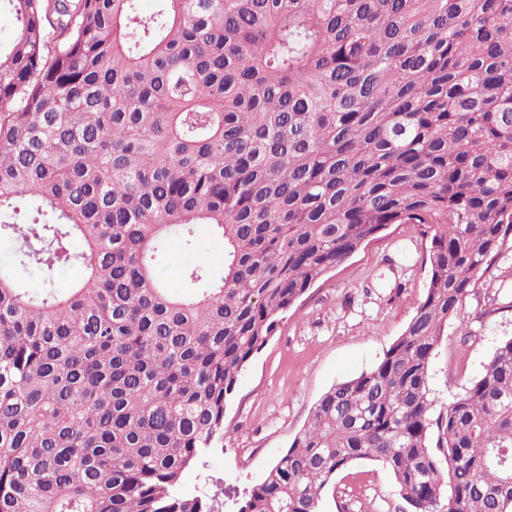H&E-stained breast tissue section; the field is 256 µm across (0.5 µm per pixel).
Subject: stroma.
Returning a JSON list of instances; mask_svg holds the SVG:
<instances>
[{"label": "stroma", "mask_w": 512, "mask_h": 512, "mask_svg": "<svg viewBox=\"0 0 512 512\" xmlns=\"http://www.w3.org/2000/svg\"><path fill=\"white\" fill-rule=\"evenodd\" d=\"M429 285L417 225L394 224L315 284L242 371L224 417V445L184 474L183 492L208 498L213 512H237L247 491L287 451L333 385L374 367L402 334ZM495 313L479 317L484 297ZM512 338V238L448 324L431 362L430 387L445 406L477 378L498 345ZM394 478L379 463L336 473L322 512H405Z\"/></svg>", "instance_id": "1"}]
</instances>
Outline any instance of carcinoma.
Segmentation results:
<instances>
[{"instance_id": "obj_1", "label": "carcinoma", "mask_w": 512, "mask_h": 512, "mask_svg": "<svg viewBox=\"0 0 512 512\" xmlns=\"http://www.w3.org/2000/svg\"><path fill=\"white\" fill-rule=\"evenodd\" d=\"M0 1V512H211L181 479L242 370L391 224L429 241L424 299L238 512H321L359 460L409 512H512V338L429 386L512 237V0ZM188 260V257L181 251L178 242H172L169 252L164 261V272L168 279L170 290L173 293H179L183 288L181 287V271L182 264Z\"/></svg>"}]
</instances>
